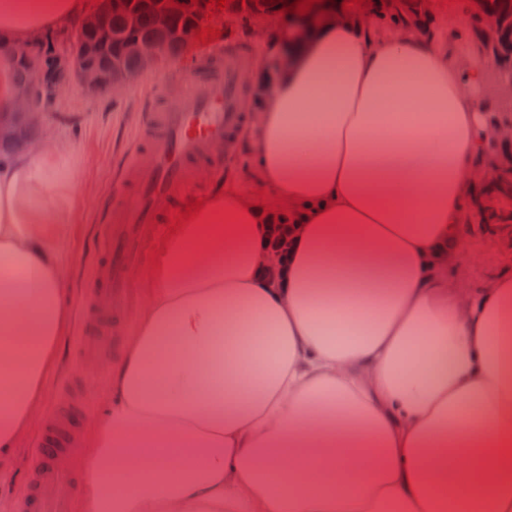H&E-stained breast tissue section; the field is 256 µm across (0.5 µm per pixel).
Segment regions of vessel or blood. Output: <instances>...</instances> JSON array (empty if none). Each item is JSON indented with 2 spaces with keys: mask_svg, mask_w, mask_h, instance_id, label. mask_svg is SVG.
I'll return each mask as SVG.
<instances>
[{
  "mask_svg": "<svg viewBox=\"0 0 512 512\" xmlns=\"http://www.w3.org/2000/svg\"><path fill=\"white\" fill-rule=\"evenodd\" d=\"M242 74L238 53L218 51L190 75L191 96L174 107H150L131 159L109 188L112 218L101 227L104 259L81 310L84 344L111 351L112 319L128 306L130 257L146 230L167 220L158 202L180 208L198 174L221 168L211 144L232 138L242 123ZM87 411L76 383L52 405L33 453L21 512H70L84 473L76 436Z\"/></svg>",
  "mask_w": 512,
  "mask_h": 512,
  "instance_id": "b4317fda",
  "label": "vessel or blood"
}]
</instances>
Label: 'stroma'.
<instances>
[{
    "label": "stroma",
    "instance_id": "1",
    "mask_svg": "<svg viewBox=\"0 0 512 512\" xmlns=\"http://www.w3.org/2000/svg\"><path fill=\"white\" fill-rule=\"evenodd\" d=\"M466 12V0H454L450 5L445 0H434L432 4L433 20L449 33L447 46L456 55L471 50L468 30L458 23L459 17ZM233 40V35L226 32L209 44H196L163 70L134 76L115 97H91L79 88H71L67 99L68 120L51 122L54 134L66 138L73 147L76 191L81 200L80 212L74 224L69 225L65 240V287L70 309L64 332L56 343L54 362L45 375V390L36 413L20 436L12 458L0 467V512H16V502L28 481L34 442L47 411L64 384L80 379L87 394L89 409L81 428L80 446L91 442L104 417L108 404L106 387L112 377L113 362L120 359L122 349L114 347L111 356L105 357L83 348L77 338V323L86 286L94 273L98 245L96 226L106 210L110 181L125 160L134 133L142 125L145 105L161 98L185 97L189 87L184 79L199 60L223 49ZM161 238V233H149L133 264L125 333H132L136 328L146 273L151 265L148 253Z\"/></svg>",
    "mask_w": 512,
    "mask_h": 512
}]
</instances>
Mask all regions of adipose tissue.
<instances>
[{"label": "adipose tissue", "mask_w": 512, "mask_h": 512, "mask_svg": "<svg viewBox=\"0 0 512 512\" xmlns=\"http://www.w3.org/2000/svg\"><path fill=\"white\" fill-rule=\"evenodd\" d=\"M98 8L0 0L1 121L13 51ZM289 56L243 129L251 188L225 173L152 260L80 512H512V271L470 288L456 261L493 127L480 75L359 16ZM75 185L66 143L0 150V466L66 323ZM278 208L300 230L275 285Z\"/></svg>", "instance_id": "adipose-tissue-1"}]
</instances>
